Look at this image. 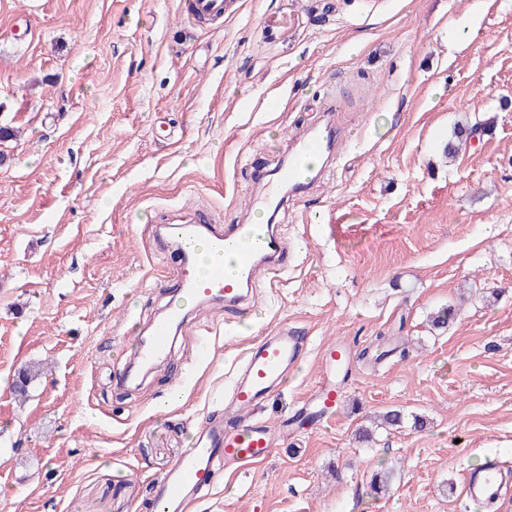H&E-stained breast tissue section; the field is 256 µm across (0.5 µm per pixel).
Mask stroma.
Wrapping results in <instances>:
<instances>
[{"instance_id": "35a3bbf8", "label": "stroma", "mask_w": 512, "mask_h": 512, "mask_svg": "<svg viewBox=\"0 0 512 512\" xmlns=\"http://www.w3.org/2000/svg\"><path fill=\"white\" fill-rule=\"evenodd\" d=\"M463 18L466 45L448 37ZM331 92L346 150L279 214L294 257L278 286L246 314L195 309L122 383L178 262L151 223L190 204L235 223L253 169ZM486 119L447 161L456 123ZM1 124L20 135L0 142V512H137L280 324L305 355L247 417L293 429L185 512H512V0H236L217 30L182 0H0ZM333 341L352 357L343 401L299 421ZM30 362L48 371L21 403ZM174 387L185 401L159 411ZM394 408L423 428L356 441ZM486 462L506 482L483 507L462 481Z\"/></svg>"}]
</instances>
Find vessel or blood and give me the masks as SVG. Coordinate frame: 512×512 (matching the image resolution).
<instances>
[{
  "mask_svg": "<svg viewBox=\"0 0 512 512\" xmlns=\"http://www.w3.org/2000/svg\"><path fill=\"white\" fill-rule=\"evenodd\" d=\"M195 17L223 20L230 10L229 0H192ZM341 129L327 120L307 127L290 137L284 154L265 181L262 194L251 197V208L266 206L279 213L285 206L302 201L314 181L302 169L304 157L312 151L327 161L339 157ZM154 239L161 250L175 253L179 264L173 279L181 295H195L199 304H221L234 309L247 304L264 280H276L288 266L290 250L282 232L264 224L221 225L208 207L196 205L184 212L161 217ZM209 242V269L200 271L195 239ZM234 255L235 271L225 274L224 257ZM185 314L174 299L166 310L147 326V334L137 342V357L143 364L162 358L170 349L175 328L182 326ZM305 343L296 331L281 324L262 331L246 350L235 373L231 392L224 400L227 410L236 412L233 423L208 420L197 424L195 442L153 486L152 512H184L189 497L208 492L222 472L238 470L266 460L286 427H274L263 421L240 419L241 411L257 406L278 392L289 373L303 359ZM322 375L313 393L315 413L326 417L333 413L343 388L336 381V368L342 348L336 344L320 353Z\"/></svg>",
  "mask_w": 512,
  "mask_h": 512,
  "instance_id": "1",
  "label": "vessel or blood"
}]
</instances>
